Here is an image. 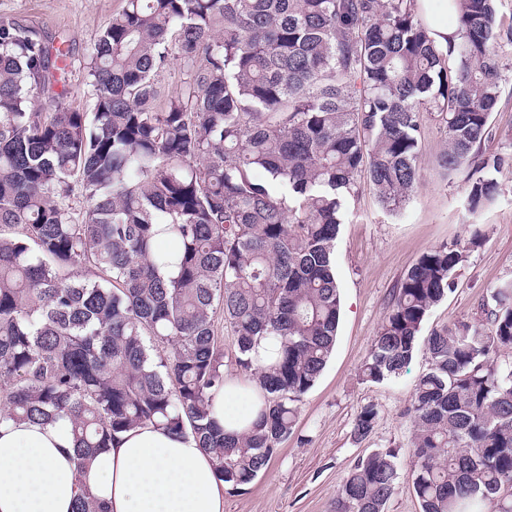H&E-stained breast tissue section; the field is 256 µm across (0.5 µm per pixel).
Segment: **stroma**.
I'll list each match as a JSON object with an SVG mask.
<instances>
[{"mask_svg": "<svg viewBox=\"0 0 512 512\" xmlns=\"http://www.w3.org/2000/svg\"><path fill=\"white\" fill-rule=\"evenodd\" d=\"M121 5V0H0V16L24 19L44 40L66 44L64 104L90 112L92 48ZM491 125L485 151L511 154V82L503 86ZM444 145L442 126L425 120L418 156L421 180L402 212L383 211L366 187L349 197L334 247L341 295L334 351L315 385L297 401L294 431L279 444L268 470L242 489L225 492L224 512H332L336 492L358 456L390 448L409 463L407 409L414 381L427 368L424 349H417L399 379L372 383L361 374L398 282L423 252L480 232L479 245L459 270L457 287L425 320L421 333L426 336L460 322L484 324L482 305L490 289L512 279V163L496 175V201L473 213L466 207L461 180L444 176L437 165ZM369 403L377 407L378 417L371 435L359 443L355 420Z\"/></svg>", "mask_w": 512, "mask_h": 512, "instance_id": "stroma-1", "label": "stroma"}]
</instances>
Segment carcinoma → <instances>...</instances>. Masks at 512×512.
I'll return each mask as SVG.
<instances>
[{
  "mask_svg": "<svg viewBox=\"0 0 512 512\" xmlns=\"http://www.w3.org/2000/svg\"><path fill=\"white\" fill-rule=\"evenodd\" d=\"M416 0H122L91 56L94 112L60 107L68 50L0 17V426L66 419L78 465L143 424L189 429L235 490L266 471L335 345L333 249L346 198L365 184L396 213L421 173L423 121H441L439 166L477 211L509 162L485 153L512 68L497 0H450L437 48ZM177 64L172 96L157 76ZM264 176L257 179V174ZM87 202L81 218L65 202ZM164 225L177 271L157 245ZM466 241L424 252L400 280L361 373L407 371L421 326L457 285ZM266 393L250 432L211 417L224 384L215 316ZM488 327L424 339L408 479L420 512H512V281ZM274 346L265 365L255 346ZM378 410L361 407L354 438ZM403 468L392 450L355 460L333 512H386ZM74 512H103L83 487Z\"/></svg>",
  "mask_w": 512,
  "mask_h": 512,
  "instance_id": "carcinoma-1",
  "label": "carcinoma"
}]
</instances>
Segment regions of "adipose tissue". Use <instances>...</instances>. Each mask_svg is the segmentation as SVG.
I'll use <instances>...</instances> for the list:
<instances>
[{
	"label": "adipose tissue",
	"mask_w": 512,
	"mask_h": 512,
	"mask_svg": "<svg viewBox=\"0 0 512 512\" xmlns=\"http://www.w3.org/2000/svg\"><path fill=\"white\" fill-rule=\"evenodd\" d=\"M262 406L256 383L228 378L211 394L210 416L225 432L242 435ZM83 484L107 512H224L225 485L192 432L136 427L81 471L67 421L0 428V512H73Z\"/></svg>",
	"instance_id": "obj_1"
}]
</instances>
